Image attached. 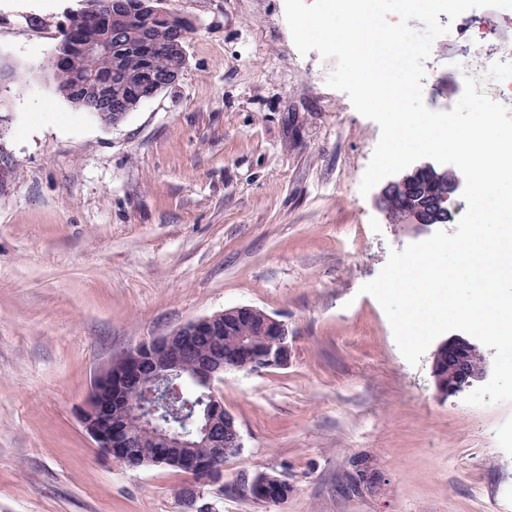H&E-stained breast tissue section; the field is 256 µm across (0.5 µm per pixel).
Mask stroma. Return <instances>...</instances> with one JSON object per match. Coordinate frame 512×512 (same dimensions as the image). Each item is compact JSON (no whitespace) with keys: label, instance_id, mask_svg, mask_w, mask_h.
Segmentation results:
<instances>
[{"label":"stroma","instance_id":"35a3bbf8","mask_svg":"<svg viewBox=\"0 0 512 512\" xmlns=\"http://www.w3.org/2000/svg\"><path fill=\"white\" fill-rule=\"evenodd\" d=\"M83 0H0V512H180L184 479L109 459L78 413L111 360L196 319L284 320L287 367L219 386L244 448L209 512H512V403L438 395L360 287L435 226L361 195L378 124L300 54L284 0H170L192 25L179 81L115 126L57 94L47 61ZM428 108L458 102L439 42ZM275 473L286 500L242 478ZM288 482L279 475H273L268 472L256 473L251 479L244 483V491L255 501L259 503H269L278 501L275 490L283 487Z\"/></svg>","mask_w":512,"mask_h":512}]
</instances>
